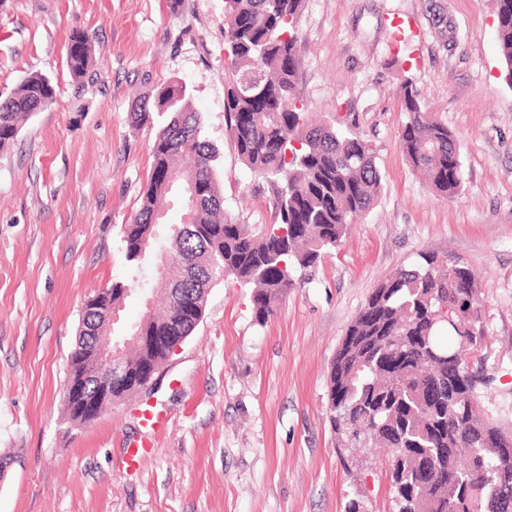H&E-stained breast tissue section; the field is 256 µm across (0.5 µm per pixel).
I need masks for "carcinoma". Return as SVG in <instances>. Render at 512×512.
<instances>
[{"label":"carcinoma","mask_w":512,"mask_h":512,"mask_svg":"<svg viewBox=\"0 0 512 512\" xmlns=\"http://www.w3.org/2000/svg\"><path fill=\"white\" fill-rule=\"evenodd\" d=\"M304 0H224L229 61L224 110L237 155L275 189L273 224L250 231L224 219L216 162L218 151L203 135V117L190 106L187 87L166 82L137 101L132 126L155 129L153 171L121 242L129 268L162 256L160 315L146 313L119 332L128 336L192 334L203 318L208 292L232 277L252 288L256 320L263 324L276 300L295 287L299 274L335 249L354 216L369 211L382 175L370 146L352 124L336 116L316 117L295 94L299 76L298 21ZM497 37L512 83V0H496ZM94 62L90 40L71 35L66 46L70 76L83 78ZM55 84L33 72L10 96L0 97V150L18 136L20 123L53 102ZM405 122L403 153L442 197L463 186L457 136L421 106L419 92L405 81L400 90ZM179 199L183 219L163 223ZM477 274L461 264L420 255L370 293L349 326L328 380L329 422L336 444L390 450L385 473L397 512H512V431L491 410L478 408L487 388L475 366L485 329ZM136 281L112 282V305L135 290ZM107 299L85 302L68 374H91L104 334L98 309ZM163 351L129 345L122 362L130 372L161 367ZM473 367L476 378L458 389L457 368Z\"/></svg>","instance_id":"cac0c4a2"}]
</instances>
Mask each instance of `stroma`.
Here are the masks:
<instances>
[{
  "label": "stroma",
  "instance_id": "obj_1",
  "mask_svg": "<svg viewBox=\"0 0 512 512\" xmlns=\"http://www.w3.org/2000/svg\"><path fill=\"white\" fill-rule=\"evenodd\" d=\"M76 31L95 56L78 82L65 65ZM296 49L297 96L355 125L381 195L267 323L250 288L225 279L148 389L76 425L63 387L86 300L136 278L132 323L161 276L152 264L131 273L121 249L152 173L154 132L133 128L135 103L187 85L219 149L228 220L271 223L274 192L226 127L224 0H0V95L34 71L59 85L0 151V512H345L353 499L394 512L383 451L353 467L336 446L327 377L372 289L422 252L479 274L492 378L480 400L512 428V85L495 0H306ZM408 79L464 146L455 199L433 195L400 148ZM146 403L159 431L137 416ZM142 439L154 455L127 468Z\"/></svg>",
  "mask_w": 512,
  "mask_h": 512
}]
</instances>
